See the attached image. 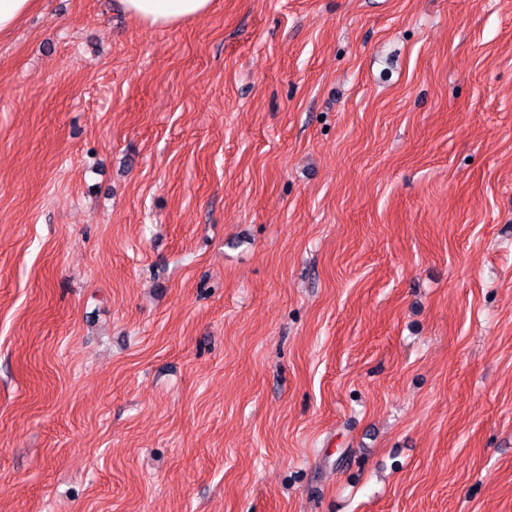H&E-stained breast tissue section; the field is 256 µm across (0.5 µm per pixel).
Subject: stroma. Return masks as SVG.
<instances>
[{
  "instance_id": "obj_1",
  "label": "stroma",
  "mask_w": 512,
  "mask_h": 512,
  "mask_svg": "<svg viewBox=\"0 0 512 512\" xmlns=\"http://www.w3.org/2000/svg\"><path fill=\"white\" fill-rule=\"evenodd\" d=\"M0 512H512V0L0 35Z\"/></svg>"
}]
</instances>
